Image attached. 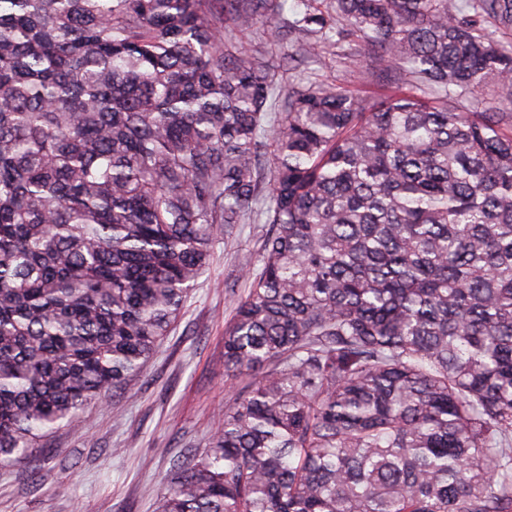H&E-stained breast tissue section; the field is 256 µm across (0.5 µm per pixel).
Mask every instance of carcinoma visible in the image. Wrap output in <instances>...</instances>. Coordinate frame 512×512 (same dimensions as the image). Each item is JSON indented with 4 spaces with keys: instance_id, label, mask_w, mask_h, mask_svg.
Segmentation results:
<instances>
[{
    "instance_id": "cac0c4a2",
    "label": "carcinoma",
    "mask_w": 512,
    "mask_h": 512,
    "mask_svg": "<svg viewBox=\"0 0 512 512\" xmlns=\"http://www.w3.org/2000/svg\"><path fill=\"white\" fill-rule=\"evenodd\" d=\"M0 0V468L140 373L220 238L247 377L157 512H512V0ZM400 90L280 94L224 20ZM496 83L504 97L451 101Z\"/></svg>"
}]
</instances>
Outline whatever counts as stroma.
Here are the masks:
<instances>
[{
  "mask_svg": "<svg viewBox=\"0 0 512 512\" xmlns=\"http://www.w3.org/2000/svg\"><path fill=\"white\" fill-rule=\"evenodd\" d=\"M224 41L248 45L278 65L286 89L302 80L364 97L390 92L356 36L326 44L294 71L281 66L293 44L272 40L263 25L247 31L225 25ZM264 231L251 223L216 243L172 331L121 393L91 403L31 458L0 469V512H156L173 459L206 448L239 387L224 376V327L234 314L226 290L247 296L251 280L243 270Z\"/></svg>",
  "mask_w": 512,
  "mask_h": 512,
  "instance_id": "obj_1",
  "label": "stroma"
}]
</instances>
